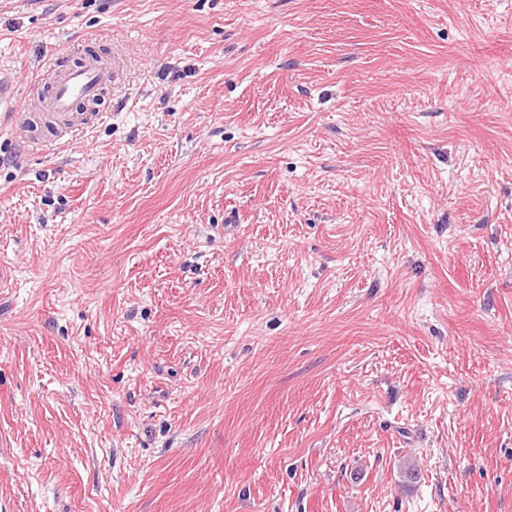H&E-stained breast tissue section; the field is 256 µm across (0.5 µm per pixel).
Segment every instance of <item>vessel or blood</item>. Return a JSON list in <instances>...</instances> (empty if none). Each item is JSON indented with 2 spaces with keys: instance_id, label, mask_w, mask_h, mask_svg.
<instances>
[{
  "instance_id": "1",
  "label": "vessel or blood",
  "mask_w": 512,
  "mask_h": 512,
  "mask_svg": "<svg viewBox=\"0 0 512 512\" xmlns=\"http://www.w3.org/2000/svg\"><path fill=\"white\" fill-rule=\"evenodd\" d=\"M114 73L115 63L108 58L91 56L77 64L61 60L39 112L33 113L28 102L19 95L21 76L0 67V132L28 133L41 125L72 136L85 124L78 105L94 103Z\"/></svg>"
}]
</instances>
